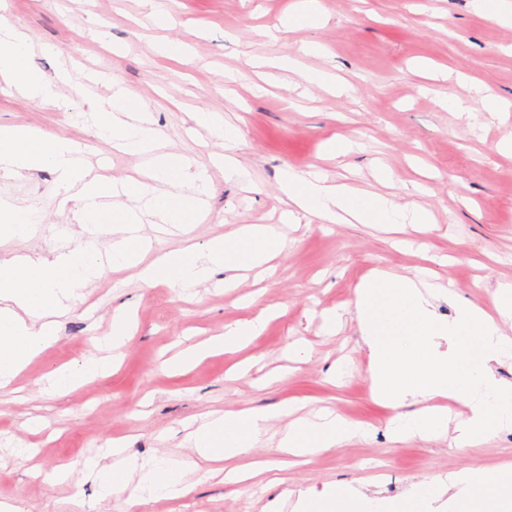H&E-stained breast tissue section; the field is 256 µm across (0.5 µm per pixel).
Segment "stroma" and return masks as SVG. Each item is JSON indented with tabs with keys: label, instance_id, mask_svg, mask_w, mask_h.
<instances>
[{
	"label": "stroma",
	"instance_id": "1",
	"mask_svg": "<svg viewBox=\"0 0 512 512\" xmlns=\"http://www.w3.org/2000/svg\"><path fill=\"white\" fill-rule=\"evenodd\" d=\"M295 2L174 0L170 23L160 26L143 0H0V14L28 37L31 66L67 105L54 111L13 88L0 93V127L65 136L87 149L93 174L122 182L141 165L115 150L93 120L121 86L139 96L164 152L188 162L183 193L194 194L196 174L206 170L208 217L189 233L143 212L144 263L186 249L202 261L214 239L240 225L280 223L293 208L278 189L289 167L400 197L420 184L413 200L435 217L429 233L410 228L395 241L370 224L294 223L268 274L214 268L187 294L146 283L133 268L105 270L86 284L82 302L57 317L56 342L27 365L14 390H0L1 501L22 512H86L96 487L84 464L111 465L107 439L124 438L128 454L140 458H184L201 415L271 410L286 401L292 415L272 419L239 466L257 457L280 460L291 420L324 408L362 422L366 432L248 485L226 482L219 470L191 472L189 496L158 498L139 512H294L301 496L330 486L399 500L430 479L449 496L448 476L461 466L512 464L506 432L455 449L465 409L448 399L444 432L393 441L388 410L372 396L370 350L356 309L362 282L377 271L411 276L427 269L437 287L426 307L440 319L452 318L461 302L488 306L496 288L512 283V159L497 150L500 139L512 137V28L475 14L471 0H319L323 26L291 30L286 19ZM169 41L183 44L188 62L160 55ZM308 41L322 53H303ZM288 57L294 70L277 68ZM66 64L71 77L63 81ZM311 70L337 75L349 92L309 85L304 75ZM463 76L478 91L460 84ZM487 94L508 104L499 119L483 110ZM445 96L466 98L469 114L442 107ZM203 108L223 111L238 126L235 154L252 185L225 180L219 140L194 121ZM336 135L360 150L329 155L322 145ZM381 168L389 183L378 181ZM56 179L48 166L0 175V208L27 212L40 227L0 239V268L49 264L88 239L81 202L59 206ZM267 307L273 314L247 347L169 372L179 352ZM336 307L342 318L329 334L321 314ZM119 308L135 315L119 367L68 392L52 391L60 367L106 356L99 341L111 335ZM294 345L305 348L302 359L289 358ZM341 364L348 376L332 382ZM34 417L42 423L36 434L25 428ZM61 467L67 479L52 481Z\"/></svg>",
	"mask_w": 512,
	"mask_h": 512
}]
</instances>
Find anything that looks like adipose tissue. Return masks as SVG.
Instances as JSON below:
<instances>
[{"label":"adipose tissue","mask_w":512,"mask_h":512,"mask_svg":"<svg viewBox=\"0 0 512 512\" xmlns=\"http://www.w3.org/2000/svg\"><path fill=\"white\" fill-rule=\"evenodd\" d=\"M27 43L24 34L5 16L0 15V92L22 87L41 104L57 109L61 103L54 87L45 82L27 63ZM198 123L210 128L223 141L224 174L243 177L244 168L233 155L237 139L236 128L226 124L219 110L198 112ZM280 191L306 214L328 224H379L389 232H400L413 225L427 233L433 222L429 209L413 202H399L396 195H385L355 188L345 182L331 181L315 172L285 170L279 182ZM283 239L271 224H246L213 243L206 263L186 252L168 253L139 271L141 279L164 283L174 288L188 289L213 267L261 269L282 249ZM265 314L228 325L223 335L188 348L178 354L170 368L180 371L215 353L235 351L249 345L265 327ZM291 404L285 403L276 412L253 410L227 412L217 417L202 416L193 433V449L198 460L227 462L225 480L242 483L264 473L287 468L286 460L255 462L251 467L235 466L237 457L255 450L267 431L273 414L288 415ZM360 424L333 412L322 411L311 419L295 420L282 438L280 446L287 456L310 457L327 448H335L360 434ZM110 468L94 471L99 498L120 497L130 477L138 479V493L129 499V507H137L159 497L178 499L187 495L185 480L188 461L166 456L138 460L126 457L121 441H113ZM457 487L448 501V512H512V466L505 464L490 470L469 466L453 475ZM437 494L434 482H425L400 501H380L363 498L336 487L320 495H310L298 505L299 512H431V502Z\"/></svg>","instance_id":"1"}]
</instances>
